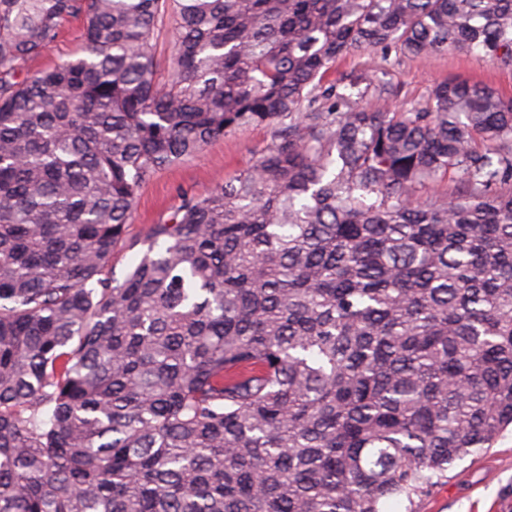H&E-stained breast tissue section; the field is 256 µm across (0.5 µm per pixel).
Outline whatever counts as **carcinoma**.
I'll use <instances>...</instances> for the list:
<instances>
[{
    "instance_id": "obj_1",
    "label": "carcinoma",
    "mask_w": 512,
    "mask_h": 512,
    "mask_svg": "<svg viewBox=\"0 0 512 512\" xmlns=\"http://www.w3.org/2000/svg\"><path fill=\"white\" fill-rule=\"evenodd\" d=\"M358 49L382 101L393 51L512 69V0H0V512H381L512 426V98L372 105L325 83ZM255 125L109 276L143 185ZM82 25L78 20H70L64 24L57 40L39 58L31 63L32 70L53 66L55 63L67 59L75 52L80 43Z\"/></svg>"
}]
</instances>
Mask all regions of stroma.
Instances as JSON below:
<instances>
[{
  "label": "stroma",
  "instance_id": "1",
  "mask_svg": "<svg viewBox=\"0 0 512 512\" xmlns=\"http://www.w3.org/2000/svg\"><path fill=\"white\" fill-rule=\"evenodd\" d=\"M390 78L399 93L392 108L405 111L425 105L435 83L464 78L487 84L500 95L512 97V69H503L486 57L448 51L409 57L391 54ZM269 127L258 125L225 132L197 155L156 173L142 188L137 210L128 227L124 245L115 252L109 267L123 278L147 249L151 224L167 217L180 193L202 195L217 180L234 176L249 167L270 142ZM415 512H512V430H506L492 448L458 461L448 481L418 499Z\"/></svg>",
  "mask_w": 512,
  "mask_h": 512
}]
</instances>
